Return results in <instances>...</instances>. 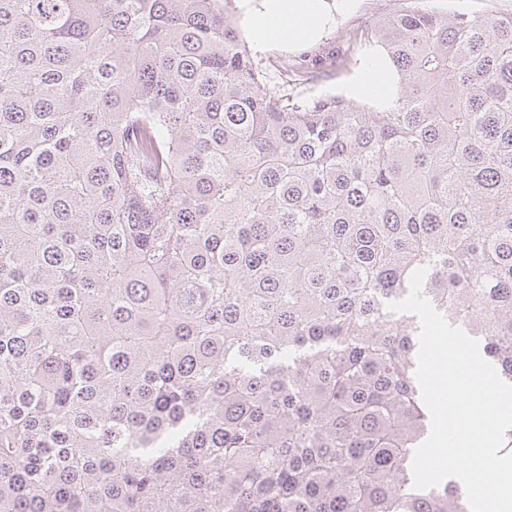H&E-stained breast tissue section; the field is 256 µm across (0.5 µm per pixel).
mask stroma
<instances>
[{
  "label": "stroma",
  "instance_id": "35a3bbf8",
  "mask_svg": "<svg viewBox=\"0 0 512 512\" xmlns=\"http://www.w3.org/2000/svg\"><path fill=\"white\" fill-rule=\"evenodd\" d=\"M326 2L328 7L337 10L335 22L317 41L303 44L249 41L251 53L261 61L270 86H285L290 92L306 98L329 94L354 98L366 64L359 60L353 48V32L371 19L405 8L410 0H348L341 10L336 7L337 0ZM287 63L300 68L305 74L304 79L286 82L283 66Z\"/></svg>",
  "mask_w": 512,
  "mask_h": 512
}]
</instances>
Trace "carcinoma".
Instances as JSON below:
<instances>
[{
  "instance_id": "1",
  "label": "carcinoma",
  "mask_w": 512,
  "mask_h": 512,
  "mask_svg": "<svg viewBox=\"0 0 512 512\" xmlns=\"http://www.w3.org/2000/svg\"><path fill=\"white\" fill-rule=\"evenodd\" d=\"M356 50L300 100L224 0H0V512H470L388 303L512 383V13Z\"/></svg>"
}]
</instances>
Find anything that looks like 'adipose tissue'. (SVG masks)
Listing matches in <instances>:
<instances>
[{
    "label": "adipose tissue",
    "instance_id": "1",
    "mask_svg": "<svg viewBox=\"0 0 512 512\" xmlns=\"http://www.w3.org/2000/svg\"><path fill=\"white\" fill-rule=\"evenodd\" d=\"M331 22L325 0H263L261 10L249 18V27L261 43L310 42Z\"/></svg>",
    "mask_w": 512,
    "mask_h": 512
}]
</instances>
